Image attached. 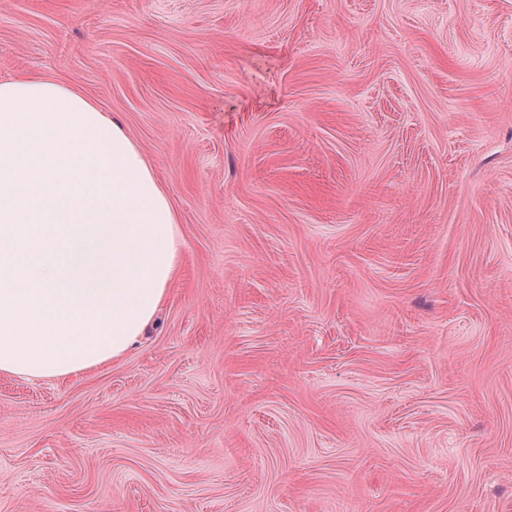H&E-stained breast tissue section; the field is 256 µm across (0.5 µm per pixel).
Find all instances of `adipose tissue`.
Segmentation results:
<instances>
[{
  "label": "adipose tissue",
  "mask_w": 512,
  "mask_h": 512,
  "mask_svg": "<svg viewBox=\"0 0 512 512\" xmlns=\"http://www.w3.org/2000/svg\"><path fill=\"white\" fill-rule=\"evenodd\" d=\"M183 239L153 168L79 89L0 79V373L79 375L158 322Z\"/></svg>",
  "instance_id": "adipose-tissue-1"
}]
</instances>
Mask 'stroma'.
Masks as SVG:
<instances>
[{"label":"stroma","instance_id":"obj_1","mask_svg":"<svg viewBox=\"0 0 512 512\" xmlns=\"http://www.w3.org/2000/svg\"><path fill=\"white\" fill-rule=\"evenodd\" d=\"M180 224L136 350L0 374V512H512V0H0Z\"/></svg>","mask_w":512,"mask_h":512}]
</instances>
